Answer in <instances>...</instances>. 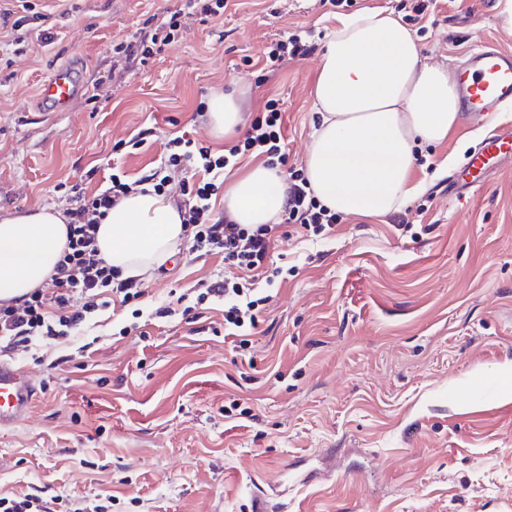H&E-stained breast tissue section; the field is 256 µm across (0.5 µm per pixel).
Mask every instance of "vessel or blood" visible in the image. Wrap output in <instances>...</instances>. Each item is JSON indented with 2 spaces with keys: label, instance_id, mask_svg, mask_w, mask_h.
Here are the masks:
<instances>
[{
  "label": "vessel or blood",
  "instance_id": "b4317fda",
  "mask_svg": "<svg viewBox=\"0 0 512 512\" xmlns=\"http://www.w3.org/2000/svg\"><path fill=\"white\" fill-rule=\"evenodd\" d=\"M457 84L467 124H483L489 114L512 103V51L483 48L471 53L457 72ZM80 94L76 70L61 66L41 84L38 108L47 114L63 112ZM502 160L512 162V129L491 131L481 140L462 171L449 177V194L460 196L485 188L494 165ZM37 393L36 381L25 367L0 358V430L28 419Z\"/></svg>",
  "mask_w": 512,
  "mask_h": 512
}]
</instances>
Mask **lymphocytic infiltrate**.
Here are the masks:
<instances>
[{
  "label": "lymphocytic infiltrate",
  "instance_id": "f902f5d3",
  "mask_svg": "<svg viewBox=\"0 0 512 512\" xmlns=\"http://www.w3.org/2000/svg\"><path fill=\"white\" fill-rule=\"evenodd\" d=\"M188 9L218 18L224 13V0H186L185 9L166 10L157 24L141 28L137 46L120 43L115 45V53L137 65H147L174 40ZM283 140L282 111L278 100L271 98L237 143L224 153H212L209 148L197 146L194 140L178 136L169 142L171 152L166 164L178 169L196 163L205 171L218 172L236 163L241 156L255 154L264 157L266 165L274 169L285 162ZM285 179L288 190L281 213L283 224H297L321 236L340 222L339 214L331 212L315 198L302 169L287 167ZM140 185L164 194L168 191L169 180L152 172L143 175L139 182L130 183L123 175L115 173L104 189L77 197L74 205L66 209L67 244L56 272L47 287L0 304V344L13 350L37 339L54 340L70 335L86 324L90 314L105 306L110 296L124 307L142 302L146 294L142 282L122 277L99 257L96 247L102 220L120 198ZM217 190V184L212 181L179 182L180 214L193 250L223 255L225 265L242 272L241 277L235 279L217 277L204 286L196 301L200 304L210 300L223 302L224 334L237 338L239 347L244 348L257 329L259 316L268 301L267 296L250 288L246 275L258 272L269 281L283 275V267L272 264L279 225H244L227 216L213 217L209 201Z\"/></svg>",
  "mask_w": 512,
  "mask_h": 512
}]
</instances>
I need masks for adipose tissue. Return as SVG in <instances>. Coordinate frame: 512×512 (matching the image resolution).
<instances>
[{"instance_id": "adipose-tissue-1", "label": "adipose tissue", "mask_w": 512, "mask_h": 512, "mask_svg": "<svg viewBox=\"0 0 512 512\" xmlns=\"http://www.w3.org/2000/svg\"><path fill=\"white\" fill-rule=\"evenodd\" d=\"M321 122L305 160L316 199L346 216L379 217L416 193L415 148L445 141L460 112L447 71L422 58L407 26L375 11L340 20L328 37L314 86ZM287 184L259 165L224 188L239 224H273ZM185 238L173 197L134 191L98 228L99 254L123 276L145 275ZM66 244L61 211L43 208L0 221V300L49 282Z\"/></svg>"}]
</instances>
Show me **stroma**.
Returning <instances> with one entry per match:
<instances>
[{
    "mask_svg": "<svg viewBox=\"0 0 512 512\" xmlns=\"http://www.w3.org/2000/svg\"><path fill=\"white\" fill-rule=\"evenodd\" d=\"M21 44L0 49V218L69 208L112 170L129 181L165 168L187 135L223 153L199 105L236 91L243 121L279 99L285 153L304 167L320 117L313 86L340 18L392 14L429 63L455 69L473 51L512 50L503 0H229L221 19L184 17L143 67L113 53L152 16L185 0H31ZM298 35L305 59L264 68L268 47ZM75 65L96 101L42 116V81ZM487 133L457 124L418 148L419 193L383 217L342 216L320 237L278 239L287 279L246 350L214 335L224 304L194 322L154 311L173 293L233 276L189 244L143 278L140 319L104 308L73 335L11 356L39 386L28 420L0 431V497H38L46 512H512V384L493 401L463 385L512 369V165L458 198L445 186Z\"/></svg>",
    "mask_w": 512,
    "mask_h": 512,
    "instance_id": "stroma-1",
    "label": "stroma"
}]
</instances>
